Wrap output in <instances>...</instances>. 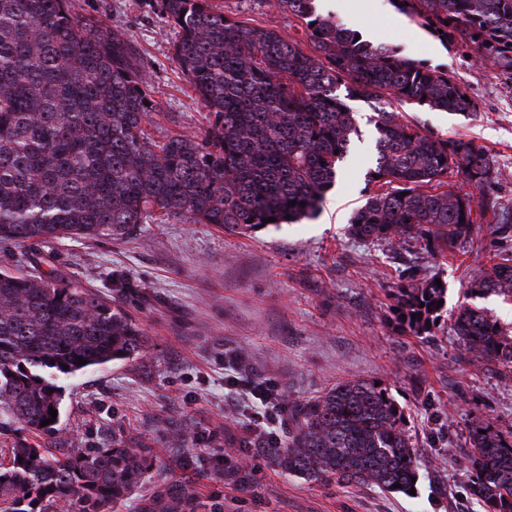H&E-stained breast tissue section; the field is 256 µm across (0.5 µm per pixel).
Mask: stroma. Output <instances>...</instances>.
Instances as JSON below:
<instances>
[{
    "instance_id": "stroma-1",
    "label": "stroma",
    "mask_w": 512,
    "mask_h": 512,
    "mask_svg": "<svg viewBox=\"0 0 512 512\" xmlns=\"http://www.w3.org/2000/svg\"><path fill=\"white\" fill-rule=\"evenodd\" d=\"M323 11L364 38L448 70L480 104L479 112L406 105L404 118L423 132L463 138L493 160V194L512 210V85L466 49L446 46L399 12L391 0H320ZM225 16L300 40L294 16L264 0H211ZM83 15L103 18L129 35L152 95L162 108L148 126L157 140L202 138L208 114L173 57L176 34L139 0H75ZM361 131L342 175L314 218L249 233L169 221L139 225L124 239L60 240L0 246V270L23 267L70 280L116 299L145 330L143 356L75 376L58 375L64 405L61 447L108 448L120 440L151 449L156 466L139 495L112 512H139L140 500L166 486L194 481L195 512H483L458 465L475 420L512 432V378L494 365L467 363L450 328L464 304L487 309L512 326V300L475 297L490 254L512 251V233L492 220L456 243L452 260L424 242L368 245L353 239V213L378 188V104L348 99ZM438 276L448 287L442 316L427 338L398 330L390 293L409 275ZM123 283L115 292V283ZM247 371L292 400H307L340 380L379 381L404 407L421 454L414 494L322 485L280 471L244 432L253 412L228 378Z\"/></svg>"
}]
</instances>
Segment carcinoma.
Instances as JSON below:
<instances>
[{"instance_id": "carcinoma-1", "label": "carcinoma", "mask_w": 512, "mask_h": 512, "mask_svg": "<svg viewBox=\"0 0 512 512\" xmlns=\"http://www.w3.org/2000/svg\"><path fill=\"white\" fill-rule=\"evenodd\" d=\"M267 3L300 20L308 48L217 13L209 0H142L177 30L174 59L210 115L201 140H155L147 125L160 103L126 34L79 15L74 0H0V244L121 239L155 215L236 233L268 218L279 225L311 217L359 135L341 86L350 98L379 103L373 173L391 186L354 213L350 236L421 239L443 257L489 212L500 230H512V213L494 199L450 189L455 174L489 186L488 153L428 135L398 112L404 104L477 111L448 70L360 37L318 13L315 0ZM396 8L442 44L472 48L512 84V0H398ZM435 280L396 286L401 332L431 334L435 303L447 294ZM470 292L512 298V253L492 255ZM452 330L469 362L512 372V329L485 309L460 307ZM147 344L139 323L92 291L0 271V433L18 425L57 438V423H41L49 408L61 409L63 394L43 372L75 375L136 358ZM288 421V446L266 451L282 471L387 493L414 488L418 449L403 410L376 382H339L289 405ZM469 444L460 466L471 494L484 512H512V435L478 421ZM150 455L121 441L60 454L26 442L0 448V512H111L141 487ZM194 508V488L175 485L143 500L141 512Z\"/></svg>"}]
</instances>
